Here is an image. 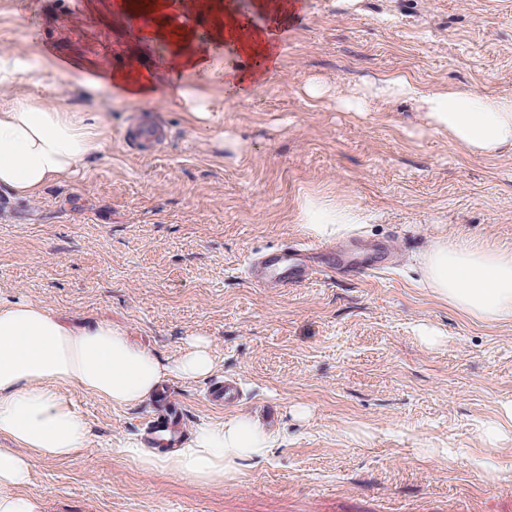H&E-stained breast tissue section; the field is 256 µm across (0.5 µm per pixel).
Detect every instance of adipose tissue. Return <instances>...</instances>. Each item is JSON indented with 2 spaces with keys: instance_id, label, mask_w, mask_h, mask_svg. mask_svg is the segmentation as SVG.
Instances as JSON below:
<instances>
[{
  "instance_id": "adipose-tissue-1",
  "label": "adipose tissue",
  "mask_w": 512,
  "mask_h": 512,
  "mask_svg": "<svg viewBox=\"0 0 512 512\" xmlns=\"http://www.w3.org/2000/svg\"><path fill=\"white\" fill-rule=\"evenodd\" d=\"M269 24L257 25L222 0H207L210 32L206 41L192 29L173 26L178 0H150L153 23L141 39L165 42L178 60L167 82L191 111L198 97L186 86L190 76L221 79L228 92L250 94L278 68V31L296 17L288 0H258ZM219 45L231 46L236 64L214 57ZM76 74L77 83L94 99L110 86L130 99H147L156 89L152 74L116 69L102 75L93 62L63 63L41 50L39 63L10 53L0 55L1 84H41L51 72ZM404 98L423 113L428 127L466 152L493 158L512 151V95H488L475 89L448 87L432 92L399 75L375 79L369 95L337 91L336 100L352 112L365 111L369 100ZM96 123L20 100L0 109V193L28 197L50 182L68 177L98 149ZM307 228L321 236L342 232L354 212L339 202L310 198L300 213ZM425 284L442 301L482 323L512 322V251L468 241L441 239L423 260ZM214 362L203 341L179 358L165 361L133 345L125 332L106 321L74 329L46 308L30 302L0 301V512H41L22 494L33 458H62L83 447L89 429L60 393L77 386L115 405H136L156 397L173 376L196 380L211 374ZM273 440L252 417L237 415L201 427L192 444L175 453L126 449L128 458L148 469L162 468L179 477L208 482L239 473L245 462L265 457ZM27 448L29 456L19 455Z\"/></svg>"
}]
</instances>
